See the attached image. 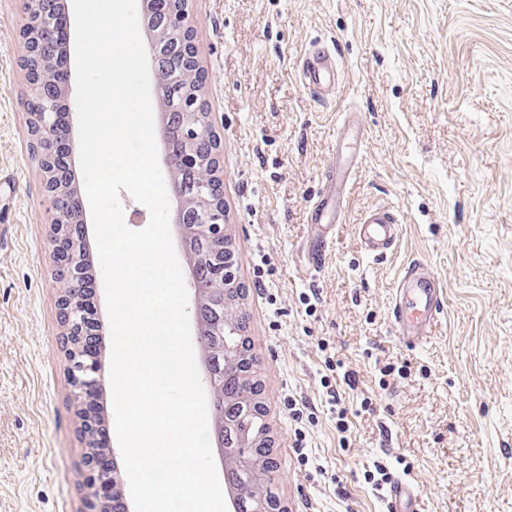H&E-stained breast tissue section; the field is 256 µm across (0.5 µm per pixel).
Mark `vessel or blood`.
<instances>
[{"mask_svg":"<svg viewBox=\"0 0 512 512\" xmlns=\"http://www.w3.org/2000/svg\"><path fill=\"white\" fill-rule=\"evenodd\" d=\"M300 83L319 98L330 97L336 87L338 62L329 48L315 45L302 58ZM361 139L339 145L336 160L322 174L323 189L310 205L308 232L301 252L313 270H320L336 231L344 222L343 205L352 188L353 157ZM363 254L370 259L386 255L396 246L401 232L398 212L386 206L365 211L354 226ZM446 292L426 267L410 264L399 278L391 302L393 325L399 341L418 347L428 340L445 309ZM385 512H422L420 496L411 481L392 482L384 497Z\"/></svg>","mask_w":512,"mask_h":512,"instance_id":"vessel-or-blood-1","label":"vessel or blood"}]
</instances>
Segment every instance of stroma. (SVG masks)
<instances>
[{
    "instance_id": "stroma-1",
    "label": "stroma",
    "mask_w": 512,
    "mask_h": 512,
    "mask_svg": "<svg viewBox=\"0 0 512 512\" xmlns=\"http://www.w3.org/2000/svg\"><path fill=\"white\" fill-rule=\"evenodd\" d=\"M188 11L287 512H383L366 479L377 464L415 483L422 512H512V0H189ZM24 18L22 0H0V512H81L86 448L31 156ZM316 43L341 73L326 100L297 79ZM350 116L365 141L346 221L312 277L297 247ZM381 205L398 209L402 234L371 261L353 226ZM412 261L447 293L414 350L391 323ZM390 364L404 375H385Z\"/></svg>"
}]
</instances>
